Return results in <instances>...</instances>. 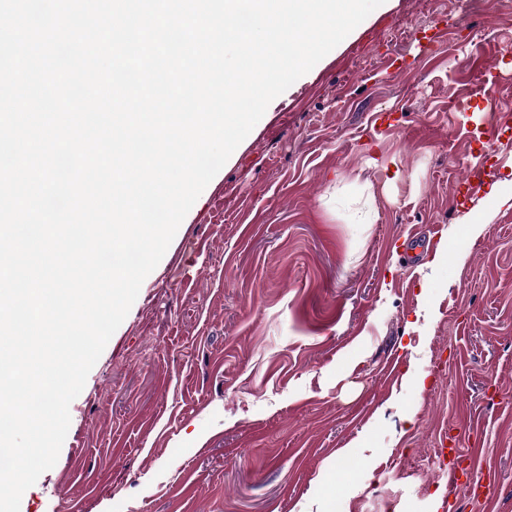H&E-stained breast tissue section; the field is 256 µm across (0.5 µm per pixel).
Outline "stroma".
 Segmentation results:
<instances>
[{"label":"stroma","mask_w":512,"mask_h":512,"mask_svg":"<svg viewBox=\"0 0 512 512\" xmlns=\"http://www.w3.org/2000/svg\"><path fill=\"white\" fill-rule=\"evenodd\" d=\"M483 3L391 0L269 104L20 512H512V208L460 224L512 192V7Z\"/></svg>","instance_id":"obj_1"}]
</instances>
